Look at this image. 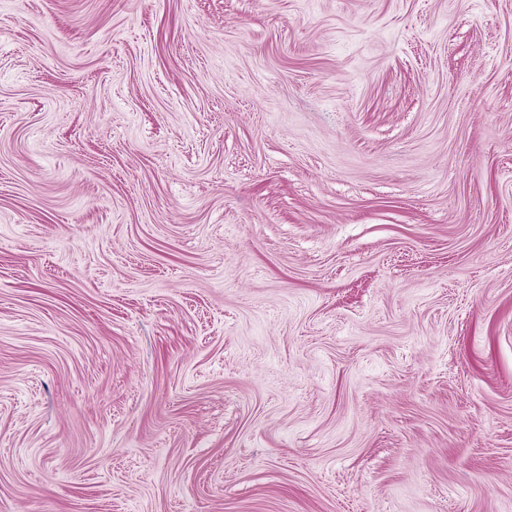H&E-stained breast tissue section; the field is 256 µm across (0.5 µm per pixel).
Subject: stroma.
Returning <instances> with one entry per match:
<instances>
[{"mask_svg": "<svg viewBox=\"0 0 512 512\" xmlns=\"http://www.w3.org/2000/svg\"><path fill=\"white\" fill-rule=\"evenodd\" d=\"M0 512H512V0H0Z\"/></svg>", "mask_w": 512, "mask_h": 512, "instance_id": "35a3bbf8", "label": "stroma"}]
</instances>
